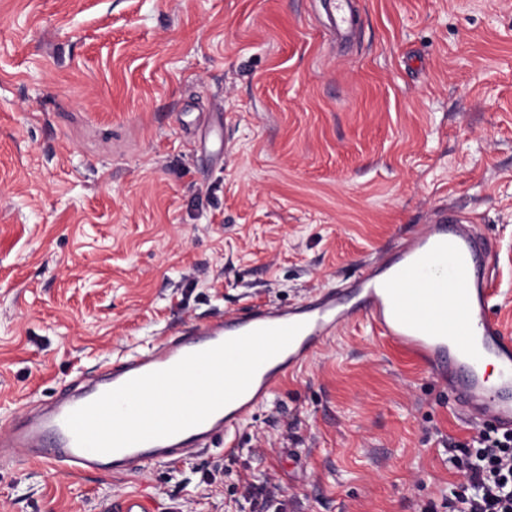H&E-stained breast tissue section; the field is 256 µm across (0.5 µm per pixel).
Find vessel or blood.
Instances as JSON below:
<instances>
[{"label":"vessel or blood","mask_w":512,"mask_h":512,"mask_svg":"<svg viewBox=\"0 0 512 512\" xmlns=\"http://www.w3.org/2000/svg\"><path fill=\"white\" fill-rule=\"evenodd\" d=\"M491 277L475 233L438 209L427 224L400 238L379 269L363 268L346 288H330L294 307L258 305L205 324H184L144 351L121 355L103 375L76 393H62L42 412L0 425V458L35 460L79 474L122 475L171 463L182 449L209 448L266 403L288 372L355 315L376 335L414 358L448 387L455 407L473 424L512 431V333L489 314ZM301 324L291 344L265 362L241 396L203 423L170 437L101 454L81 448L65 424L74 410L132 378L167 369L184 356L247 332ZM497 367L488 380L487 363ZM110 512H154L137 494L112 500Z\"/></svg>","instance_id":"1"}]
</instances>
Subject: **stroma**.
Listing matches in <instances>:
<instances>
[{
    "label": "stroma",
    "mask_w": 512,
    "mask_h": 512,
    "mask_svg": "<svg viewBox=\"0 0 512 512\" xmlns=\"http://www.w3.org/2000/svg\"><path fill=\"white\" fill-rule=\"evenodd\" d=\"M0 0V424L184 322L350 281L435 209L512 331V0ZM475 434L348 322L223 446L0 466V512H445ZM107 512H154L150 502L137 494H128L124 497L112 500L105 507Z\"/></svg>",
    "instance_id": "35a3bbf8"
}]
</instances>
